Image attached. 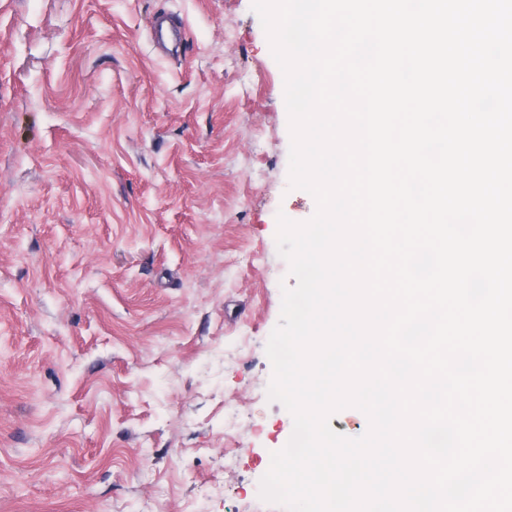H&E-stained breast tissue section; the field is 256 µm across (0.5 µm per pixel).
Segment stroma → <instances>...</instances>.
I'll use <instances>...</instances> for the list:
<instances>
[{"instance_id":"obj_1","label":"stroma","mask_w":512,"mask_h":512,"mask_svg":"<svg viewBox=\"0 0 512 512\" xmlns=\"http://www.w3.org/2000/svg\"><path fill=\"white\" fill-rule=\"evenodd\" d=\"M283 96L251 0H0V512L258 500L277 217L316 210Z\"/></svg>"}]
</instances>
